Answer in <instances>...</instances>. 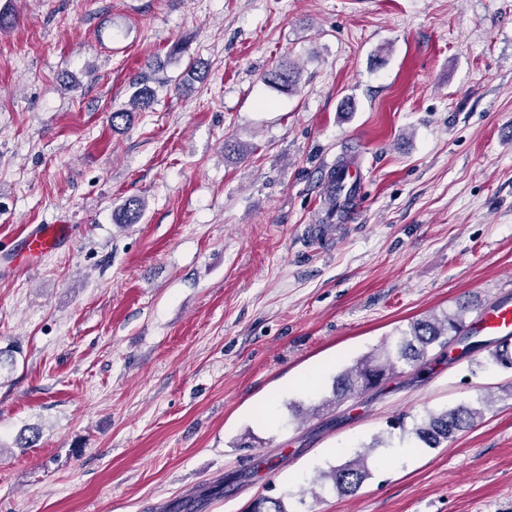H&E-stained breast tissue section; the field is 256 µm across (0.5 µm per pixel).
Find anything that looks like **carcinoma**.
Listing matches in <instances>:
<instances>
[{
    "label": "carcinoma",
    "mask_w": 512,
    "mask_h": 512,
    "mask_svg": "<svg viewBox=\"0 0 512 512\" xmlns=\"http://www.w3.org/2000/svg\"><path fill=\"white\" fill-rule=\"evenodd\" d=\"M264 81L289 89L297 82V71L291 64L280 62L264 76ZM144 202L138 197L128 199L122 208L119 223L137 224L141 220ZM468 307L461 304L457 311L448 313L442 319L426 318L410 323L409 329L401 332L392 349L365 356L336 375L333 381V398L321 403V407L333 410L347 400L357 398L381 387L383 382L394 375L396 364L420 368L428 362L430 347L441 349L460 342L464 316ZM482 416V410L472 405H459L438 413H428L421 422L406 428L405 417L396 418L395 426L409 432L412 438L428 448H436L442 442L452 439L456 433L474 426ZM368 455L359 453L348 463L330 470L332 488L342 495L358 492L370 476Z\"/></svg>",
    "instance_id": "1"
}]
</instances>
